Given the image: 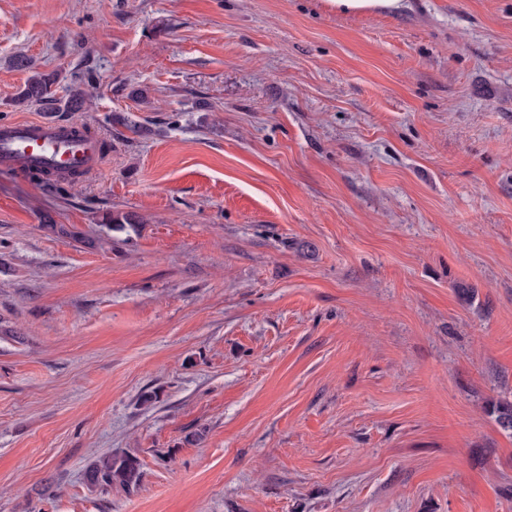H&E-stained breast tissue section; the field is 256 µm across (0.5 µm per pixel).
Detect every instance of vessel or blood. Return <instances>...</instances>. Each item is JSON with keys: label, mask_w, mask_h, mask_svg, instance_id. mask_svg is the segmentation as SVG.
I'll return each mask as SVG.
<instances>
[{"label": "vessel or blood", "mask_w": 512, "mask_h": 512, "mask_svg": "<svg viewBox=\"0 0 512 512\" xmlns=\"http://www.w3.org/2000/svg\"><path fill=\"white\" fill-rule=\"evenodd\" d=\"M100 158L98 136L80 125L45 119L0 124L1 168H37L62 176L75 169L92 172Z\"/></svg>", "instance_id": "1"}]
</instances>
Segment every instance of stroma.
<instances>
[{"label": "stroma", "mask_w": 512, "mask_h": 512, "mask_svg": "<svg viewBox=\"0 0 512 512\" xmlns=\"http://www.w3.org/2000/svg\"><path fill=\"white\" fill-rule=\"evenodd\" d=\"M20 54L105 148L0 169V512H512V0H0V123ZM406 0H327L329 7L341 13H361L368 11H399ZM141 478L140 461L129 454L104 457L91 464L85 472V479L90 485L105 490L112 489L114 485L129 490L138 486Z\"/></svg>", "instance_id": "stroma-1"}]
</instances>
